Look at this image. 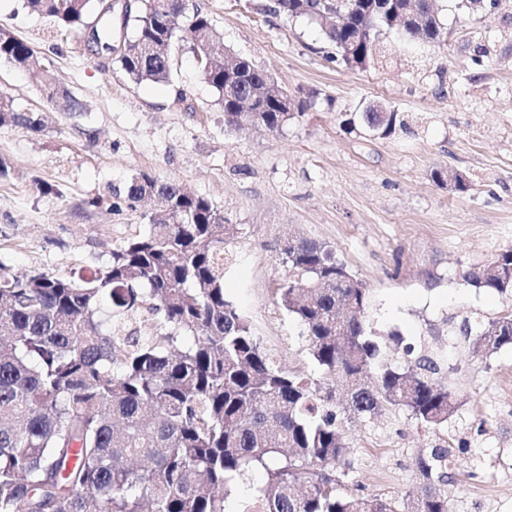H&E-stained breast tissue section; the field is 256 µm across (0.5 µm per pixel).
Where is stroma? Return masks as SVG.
<instances>
[{"mask_svg":"<svg viewBox=\"0 0 512 512\" xmlns=\"http://www.w3.org/2000/svg\"><path fill=\"white\" fill-rule=\"evenodd\" d=\"M195 2L227 49L304 101L302 117L277 134L228 129L186 44L172 49L168 83L136 84L84 33L0 0V23L84 106L55 109L39 73L0 61V93L50 115L39 136L0 125L11 168L0 179V263L87 273L149 230L153 204H128L131 179L178 181L239 226L225 292L268 352L307 369L299 328L273 294L285 274L278 248L292 236L331 245L367 288L374 326L442 359L438 379L461 402L444 428L401 410L346 420L354 467L344 492L406 498L419 483L416 456L445 448L452 512H512V348L478 362L448 333L512 310V299L468 280L512 247V0L474 12L435 0L444 45L393 31L386 62L365 70L334 60L319 26L269 13L271 0ZM372 103L401 112L406 128L382 138L345 124ZM437 169L462 174L467 191L436 184Z\"/></svg>","mask_w":512,"mask_h":512,"instance_id":"stroma-1","label":"stroma"}]
</instances>
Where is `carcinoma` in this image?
Here are the masks:
<instances>
[{
    "label": "carcinoma",
    "mask_w": 512,
    "mask_h": 512,
    "mask_svg": "<svg viewBox=\"0 0 512 512\" xmlns=\"http://www.w3.org/2000/svg\"><path fill=\"white\" fill-rule=\"evenodd\" d=\"M90 0H25L69 30L87 27ZM275 0L273 11L321 27L336 58L364 69L383 54L385 35L444 44L433 0ZM96 47L110 52L112 19L100 17ZM185 41L218 95L225 125L279 133L305 105L273 77L229 51L193 0H138L133 30L116 56L134 83H165L174 44ZM40 66L29 44L0 24V61ZM44 72L47 100L64 112L79 104ZM374 134L406 126L383 104L360 113ZM0 124L27 134L46 115L0 96ZM434 179L457 191L463 176ZM162 201L150 231L112 250V259L77 279L42 271L17 275L0 263V512H230L233 483L253 470L264 484L246 512H451L448 449L415 461L420 486L398 502L344 495L353 469L346 414L374 418L405 408L426 428L458 409L435 381L427 354L393 362L369 326L370 295L327 246L290 238L279 251L285 276L276 302L300 326L317 373L290 371L265 351L224 292L225 247L239 234L214 203L179 183L141 174L125 198ZM512 297V248L469 277ZM472 357L512 347V312L464 322Z\"/></svg>",
    "instance_id": "cac0c4a2"
}]
</instances>
